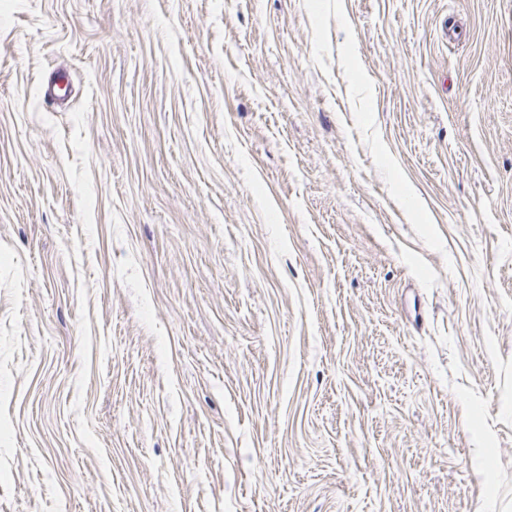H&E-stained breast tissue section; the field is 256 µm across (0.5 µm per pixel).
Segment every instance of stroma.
Listing matches in <instances>:
<instances>
[{
    "instance_id": "1",
    "label": "stroma",
    "mask_w": 512,
    "mask_h": 512,
    "mask_svg": "<svg viewBox=\"0 0 512 512\" xmlns=\"http://www.w3.org/2000/svg\"><path fill=\"white\" fill-rule=\"evenodd\" d=\"M0 512H512V0H0Z\"/></svg>"
}]
</instances>
